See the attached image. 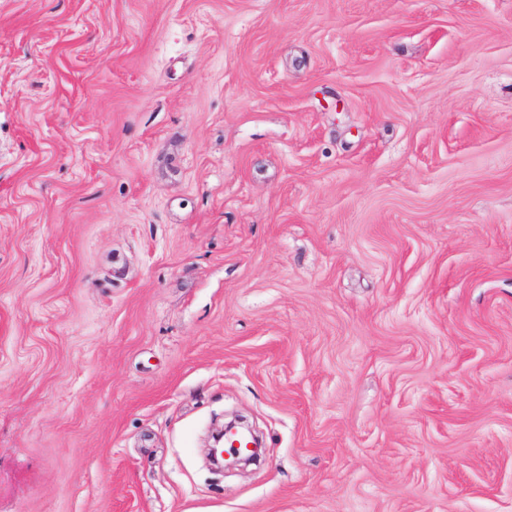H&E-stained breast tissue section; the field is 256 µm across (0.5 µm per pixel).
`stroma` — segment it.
Returning a JSON list of instances; mask_svg holds the SVG:
<instances>
[{"label": "stroma", "mask_w": 512, "mask_h": 512, "mask_svg": "<svg viewBox=\"0 0 512 512\" xmlns=\"http://www.w3.org/2000/svg\"><path fill=\"white\" fill-rule=\"evenodd\" d=\"M0 512H512V0H0Z\"/></svg>", "instance_id": "1"}]
</instances>
